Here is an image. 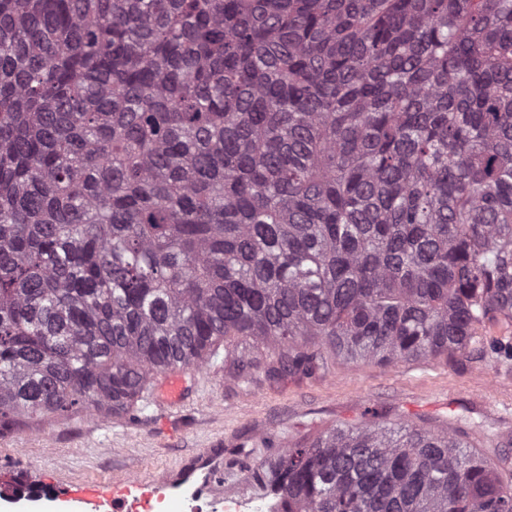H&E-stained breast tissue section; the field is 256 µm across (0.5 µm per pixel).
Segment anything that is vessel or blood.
<instances>
[{"label": "vessel or blood", "mask_w": 512, "mask_h": 512, "mask_svg": "<svg viewBox=\"0 0 512 512\" xmlns=\"http://www.w3.org/2000/svg\"><path fill=\"white\" fill-rule=\"evenodd\" d=\"M223 467L221 454L209 451L202 455L197 468L183 471L174 480L160 476L149 481L129 477L109 485L74 483L50 498L53 504H64L66 512H131L133 505L155 501L173 504L175 512H202L200 502ZM49 484L44 473L30 472L26 479L28 502L42 507Z\"/></svg>", "instance_id": "b4317fda"}]
</instances>
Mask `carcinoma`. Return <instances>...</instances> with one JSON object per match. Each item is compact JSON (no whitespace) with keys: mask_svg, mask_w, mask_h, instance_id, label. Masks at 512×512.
<instances>
[{"mask_svg":"<svg viewBox=\"0 0 512 512\" xmlns=\"http://www.w3.org/2000/svg\"><path fill=\"white\" fill-rule=\"evenodd\" d=\"M512 322V0H0V428L465 354ZM278 512H512L455 432L346 424Z\"/></svg>","mask_w":512,"mask_h":512,"instance_id":"cac0c4a2","label":"carcinoma"}]
</instances>
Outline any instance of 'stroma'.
<instances>
[{"label": "stroma", "instance_id": "1", "mask_svg": "<svg viewBox=\"0 0 512 512\" xmlns=\"http://www.w3.org/2000/svg\"><path fill=\"white\" fill-rule=\"evenodd\" d=\"M494 340L512 342V325H479L470 351L413 364L342 365L329 359L320 376L272 385L263 377L241 384L224 373L223 355L201 368H185L181 403L148 400L118 418L93 406L55 422L22 420L0 429V499L11 498L28 470L54 484L113 482L128 476H179L202 453L224 455L219 478L228 499L276 512L274 496L251 475L262 461L296 440L377 410L381 420H407L434 430L459 431L485 457L499 461V477L512 480V359L496 357Z\"/></svg>", "mask_w": 512, "mask_h": 512}]
</instances>
